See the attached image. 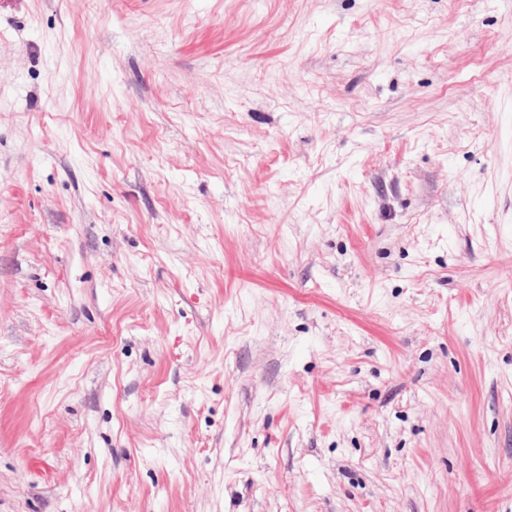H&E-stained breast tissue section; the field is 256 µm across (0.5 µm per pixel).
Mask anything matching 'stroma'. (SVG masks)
Returning <instances> with one entry per match:
<instances>
[{"instance_id":"stroma-1","label":"stroma","mask_w":512,"mask_h":512,"mask_svg":"<svg viewBox=\"0 0 512 512\" xmlns=\"http://www.w3.org/2000/svg\"><path fill=\"white\" fill-rule=\"evenodd\" d=\"M0 512H512V0H0Z\"/></svg>"}]
</instances>
